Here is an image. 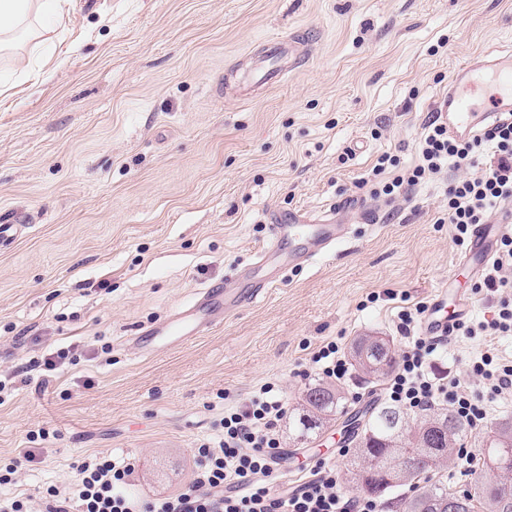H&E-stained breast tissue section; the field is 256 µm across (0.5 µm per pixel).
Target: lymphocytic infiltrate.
<instances>
[{
    "label": "lymphocytic infiltrate",
    "instance_id": "obj_1",
    "mask_svg": "<svg viewBox=\"0 0 512 512\" xmlns=\"http://www.w3.org/2000/svg\"><path fill=\"white\" fill-rule=\"evenodd\" d=\"M418 150L419 164L383 181L381 194L405 197L412 187L447 166L482 165L479 174L451 182L445 190L446 219L453 226L457 246L467 243L476 225L489 223L492 216L505 215L512 207L511 112L502 113L483 135L471 138L450 136L441 115H432ZM477 289L492 303L494 314L484 321L457 323L459 335L511 336V233L501 237ZM425 309L419 302L398 313V328L406 336L407 346L384 384V397L413 412L447 402L472 429H480L487 417L488 398H512V360L489 348L474 355L470 373L487 388L484 397L457 377L437 382L431 363L438 340L411 333ZM287 411L274 383H263L248 403L225 412L217 438L196 448L198 467L186 489L147 499L129 494L126 486L133 472L131 464L93 455L81 462L67 491L47 488L43 512H378L374 499L346 494L335 469L321 465L313 467L294 489L275 490L272 473L281 446L277 425Z\"/></svg>",
    "mask_w": 512,
    "mask_h": 512
}]
</instances>
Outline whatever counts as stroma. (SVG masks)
Masks as SVG:
<instances>
[{
    "mask_svg": "<svg viewBox=\"0 0 512 512\" xmlns=\"http://www.w3.org/2000/svg\"><path fill=\"white\" fill-rule=\"evenodd\" d=\"M283 37L302 64L239 97ZM510 44L512 0H73L49 33L0 52V213L26 218L0 245V468L37 454L0 495L67 489L91 454L131 463L139 495L180 491L195 448L259 385L297 407L319 345L375 332L402 353L398 300L443 285L472 299L471 320L491 318L442 220L459 170L396 202L359 179L385 152L412 169L451 69ZM272 209L331 216L347 237L185 346L129 343L208 288L238 287ZM68 346L55 377L27 369ZM480 347L449 338L436 374L464 375ZM342 429L297 440L283 418L293 478L331 458L355 493Z\"/></svg>",
    "mask_w": 512,
    "mask_h": 512,
    "instance_id": "35a3bbf8",
    "label": "stroma"
}]
</instances>
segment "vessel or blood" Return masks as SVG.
<instances>
[{
  "label": "vessel or blood",
  "mask_w": 512,
  "mask_h": 512,
  "mask_svg": "<svg viewBox=\"0 0 512 512\" xmlns=\"http://www.w3.org/2000/svg\"><path fill=\"white\" fill-rule=\"evenodd\" d=\"M283 43H276L271 51L272 62H264L256 70L255 80L263 85H273L287 74L288 66L283 62ZM434 111L440 112L448 122L451 135H475L481 121L497 117L499 113L512 111V46L499 50L488 61L467 60L452 71L448 94L435 101ZM270 248L264 249L252 266L242 268V275L252 270H266L262 284L242 293L234 288L223 292L225 315L234 314L244 300H257L269 289L282 281L288 268L303 266L327 253L345 235L341 224H315L303 213L293 214L288 222L271 219L269 224ZM512 231L510 224H481L475 228L470 250L481 263H488L494 256L495 242L499 235ZM296 242L297 247L289 251L282 261H274L273 255L282 241ZM448 292L439 290L427 317L422 324L425 335L442 339L447 337L453 320L448 315ZM211 295H203L178 316L163 322L150 331L148 337H135V344L144 352L175 346L210 331L216 324Z\"/></svg>",
  "instance_id": "1"
}]
</instances>
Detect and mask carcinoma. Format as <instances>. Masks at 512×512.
Returning <instances> with one entry per match:
<instances>
[{"mask_svg":"<svg viewBox=\"0 0 512 512\" xmlns=\"http://www.w3.org/2000/svg\"><path fill=\"white\" fill-rule=\"evenodd\" d=\"M354 366L367 378H381L395 365V354L382 336H362L351 352ZM345 396L327 382L308 386L303 403L294 409L293 429L303 438L344 412ZM472 436L468 424L447 407L411 414L382 405L372 411L357 434L351 473L372 476L357 486L369 496L386 499L392 491L410 486L414 494L400 499L404 512H447L448 499L462 500V512H512V415L497 419L483 439V475L463 491L453 492L446 481L426 480L455 458L457 445ZM403 461L415 464L400 478L394 471Z\"/></svg>","mask_w":512,"mask_h":512,"instance_id":"1","label":"carcinoma"}]
</instances>
